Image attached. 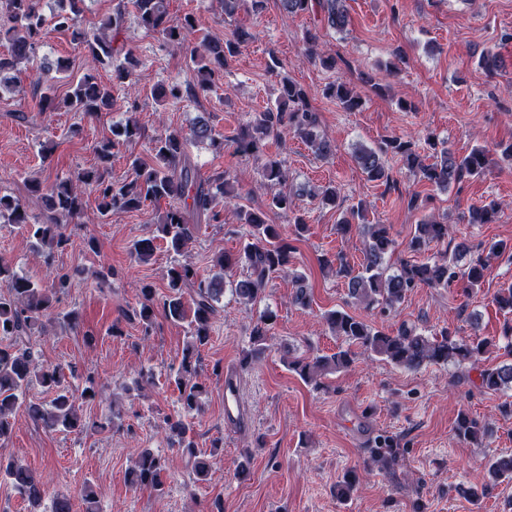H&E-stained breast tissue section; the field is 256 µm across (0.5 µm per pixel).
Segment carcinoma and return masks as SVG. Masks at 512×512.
I'll use <instances>...</instances> for the list:
<instances>
[{
  "label": "carcinoma",
  "instance_id": "carcinoma-1",
  "mask_svg": "<svg viewBox=\"0 0 512 512\" xmlns=\"http://www.w3.org/2000/svg\"><path fill=\"white\" fill-rule=\"evenodd\" d=\"M224 14L231 15L239 4L248 5V10L260 14L265 0H221ZM283 10L297 14L309 9L316 12L320 25L336 33H343L350 25L351 18L347 0H280ZM85 0H56L50 15L43 11V0H0V38L10 44L6 54H0V88L11 91L19 80L20 64L32 66L33 86L38 88L54 81L57 74L69 69L65 59L37 61V49L42 30L50 23L60 31L72 34L79 47L88 53L91 69L113 67V80L129 87L136 85L135 71L138 61L128 53L124 62L112 65V37L125 23V10L117 9L111 15L99 20L92 31L76 28L77 18L84 12ZM132 7L141 26L158 34L169 46L189 55L195 66L197 81L192 86L179 84L161 85L152 90V97L161 105L178 101L188 94L205 92L222 79V71L228 58L239 52L248 43L252 34L239 27L232 38L221 41L209 37L191 44L190 36L195 32V20L187 15L180 22H170L168 0H132ZM306 54L319 59L320 63L332 68L336 65L333 57H325L317 51V36L308 35ZM279 102L262 112L254 113L252 119L240 129L236 136L238 151L244 155L259 157L268 138L277 139L291 132L300 138L320 158L334 154L336 145L320 134L318 120L307 104L304 90L288 77L279 81ZM327 95L334 98L345 111H355L361 106L360 96L349 83L338 80L327 88ZM43 112L65 109L80 112L86 116H97L112 109L111 89L97 82L92 73L83 75L61 100L43 92L39 95ZM142 137L138 121L128 117L112 124L111 137L96 147L100 166L77 174L74 178H63L44 188L41 183L31 184V192L43 193L45 205L50 212L42 223L30 222L25 203L11 196H0V218L9 224H16L27 233L32 249L50 261L55 251L72 247L75 240L60 224L63 216L72 221L84 215L81 195L83 189L91 188L99 200L98 218L103 220L114 212L141 209L148 202L169 200L170 208L161 215L157 231L166 242L173 258L166 268L169 294L158 298L152 288L140 289L141 300L134 315L141 324L144 336L151 335L156 309L162 308L167 318L174 322L189 320V331L183 349L181 363L174 373L173 381L179 392L178 401L182 418L169 423L171 437L188 457L187 463L193 471L205 473V463L198 460L197 443L191 433V419L202 410V395L205 388L197 381V361L202 347L211 338L212 320L218 312V304L224 291L230 290L238 300L254 303L261 298L264 286L275 274L288 272L294 247L288 241V234L278 224H269L259 212L245 213L244 223L249 230L241 249L234 255L219 254L215 265L226 269L236 265L247 268L244 278L225 281L224 274L205 276L190 262L182 260L183 253L194 239L195 225L189 217L205 216L219 222L222 213L216 209L219 202L230 204L233 194L229 179L222 173L202 178L187 158L190 140L217 139L208 118L199 116L186 134L181 130H166L151 140V159L143 161L133 157V177L125 182L112 180L108 164L112 160V149L119 145H131ZM432 153L421 155L419 145L411 137L395 136L382 145L369 147L360 145L354 149L357 167L369 181L388 182L391 179L386 156H398L408 171L419 174L431 185L446 189L461 183L467 177H479L492 163L489 153L475 148L465 156H457L446 148L427 140ZM261 177L269 185H284L288 171L282 161L264 159ZM269 209L278 210L288 216L295 238L308 231L304 219L296 214L291 196L280 191L272 195ZM500 203L490 200L469 210L467 223L493 224L498 220ZM363 204L350 208L336 224V231L347 236L358 230L364 238L363 260L360 268L350 267L341 254L324 255L320 265L324 269L339 266L348 279L350 297L370 308L383 309L401 303L407 294L416 288H446L458 279H464L467 287L478 288L484 282L489 270L491 257L503 253L507 244L495 241L473 249L462 243L451 254L445 253L421 263H403L398 267L389 262L395 242L388 225L365 224ZM448 238V225L437 221H423L417 225L408 248L421 253L431 245ZM155 238H142L133 243L132 256L146 263L155 253ZM465 265H460L462 260ZM73 275L68 272L51 271L44 284L20 274L3 257H0V441L7 439L13 431L12 415L22 406L20 397L31 386L38 385L55 393L46 408L41 404L29 403L25 410L32 421L49 431L80 434L85 429L80 414L79 402L93 401L98 395L95 383L88 379L82 388H71L65 384V372L59 366L40 362L37 351L30 340L34 330L51 316V301L69 293ZM304 276H294L295 304L306 307L310 303ZM192 293V317L182 301L183 289ZM499 311L512 313V285L499 289L493 297ZM276 314L263 310L251 331L254 345L250 357L260 355L266 349L269 332ZM328 327L336 336L343 338L346 347H341L330 356L309 355L290 363V367L308 382L327 373L338 372L351 367L356 353L352 347L370 352L382 359L409 370L424 365L474 364L496 340L477 334L458 337L444 330L438 335L428 336L415 328L401 326L392 334L372 328L362 318L344 310H335L325 315ZM503 337L507 340L504 350L511 357L494 368L480 371V388L486 392L512 393V321H505ZM454 431L456 435L472 443L481 444L489 438L491 429L466 411L458 413ZM378 456L374 463L387 467L394 463V443L391 438L378 439ZM168 459L159 455L144 454L130 470V482L136 486L148 487L161 494L164 491V476L170 469ZM488 471L493 480L512 481V454L501 455L491 461ZM0 474L10 480L14 490L28 502L31 512H39L45 496V489L25 466L14 461L0 460Z\"/></svg>",
  "mask_w": 512,
  "mask_h": 512
}]
</instances>
